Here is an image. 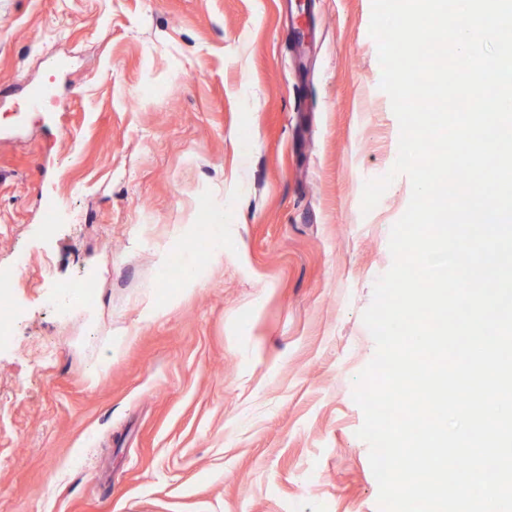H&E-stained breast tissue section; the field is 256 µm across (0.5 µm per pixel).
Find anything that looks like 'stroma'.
<instances>
[{
  "label": "stroma",
  "instance_id": "1",
  "mask_svg": "<svg viewBox=\"0 0 512 512\" xmlns=\"http://www.w3.org/2000/svg\"><path fill=\"white\" fill-rule=\"evenodd\" d=\"M370 17L0 0V512H379L352 391L411 183L363 212L400 135Z\"/></svg>",
  "mask_w": 512,
  "mask_h": 512
}]
</instances>
